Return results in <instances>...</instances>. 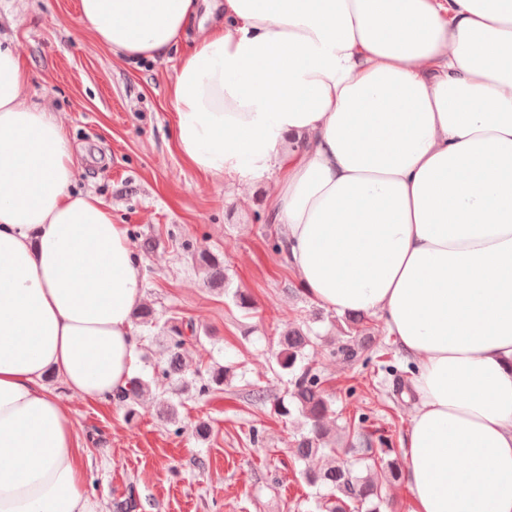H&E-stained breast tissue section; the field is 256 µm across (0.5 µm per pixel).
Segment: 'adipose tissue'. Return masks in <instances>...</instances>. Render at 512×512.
Instances as JSON below:
<instances>
[{
	"mask_svg": "<svg viewBox=\"0 0 512 512\" xmlns=\"http://www.w3.org/2000/svg\"><path fill=\"white\" fill-rule=\"evenodd\" d=\"M80 15L124 59L200 30L169 92L178 151L246 191L276 172L268 208L306 293L375 316L415 364L412 512H512V0H80ZM29 82L0 39V512H102L46 379L93 401L126 388L145 293Z\"/></svg>",
	"mask_w": 512,
	"mask_h": 512,
	"instance_id": "ef3b65f1",
	"label": "adipose tissue"
}]
</instances>
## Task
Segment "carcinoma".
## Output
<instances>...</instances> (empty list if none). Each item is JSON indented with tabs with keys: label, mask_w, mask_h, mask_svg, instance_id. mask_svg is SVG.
<instances>
[{
	"label": "carcinoma",
	"mask_w": 512,
	"mask_h": 512,
	"mask_svg": "<svg viewBox=\"0 0 512 512\" xmlns=\"http://www.w3.org/2000/svg\"><path fill=\"white\" fill-rule=\"evenodd\" d=\"M191 259L202 270L207 282L224 287V261L209 250L184 243ZM135 324L149 329L157 328L166 340L167 359L164 365L153 369L151 379L134 377L127 388L114 397V401L126 409V417L136 416L134 405L148 392L158 379L179 378L186 386L195 388L200 396L221 391L235 375L231 363L208 368L206 372L190 370L183 359V349L190 339H200L192 322L177 317L159 320L153 308L144 306L134 315ZM337 338L331 342L332 354L344 363L367 360L370 339L380 332L378 325L369 324L364 315L348 316L336 325ZM319 338L313 328L302 322H292L282 332L279 351L275 356L278 372L289 376V399H276L273 407L282 416H298L304 433L296 440L291 455L304 464L300 478L309 486L326 490L317 500V512H381L386 502V489L399 483L403 470L394 449L384 447L383 437L369 433H357L346 443L331 435L330 423L336 414L334 400L323 387L324 377L308 363L307 349L314 347ZM322 456L326 464L315 469L309 460Z\"/></svg>",
	"instance_id": "carcinoma-1"
}]
</instances>
